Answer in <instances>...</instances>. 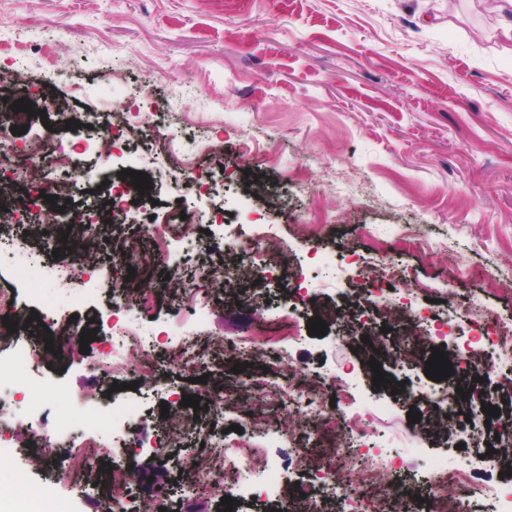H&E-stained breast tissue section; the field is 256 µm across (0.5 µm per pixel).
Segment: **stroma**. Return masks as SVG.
Segmentation results:
<instances>
[{"instance_id": "obj_1", "label": "stroma", "mask_w": 512, "mask_h": 512, "mask_svg": "<svg viewBox=\"0 0 512 512\" xmlns=\"http://www.w3.org/2000/svg\"><path fill=\"white\" fill-rule=\"evenodd\" d=\"M512 22L507 0H0V69H19L33 116L0 111V132L12 136V152L0 161V207L26 198L27 184L9 180L23 164L29 141L79 142L93 169L89 192L73 190L59 224L71 213L101 206L102 182L122 184V169L146 173L152 187L128 193L124 221L99 229L98 260L88 269L95 287H67L78 262L76 239L53 257L55 242L28 238L25 252L0 250V290L13 303L11 320L38 314L43 329L0 338V366L8 367L32 342L62 346L63 355L0 380L10 404V425L0 433V502L22 512L20 491H43L67 512H108L110 474L101 466L74 469L56 444L62 416L85 421V441L111 449V467L132 471L139 493L158 494L165 512H181L190 473L183 448L162 447L161 404L179 406L183 396L233 390L263 377L258 367L234 373L235 347L244 333L267 345L285 364L304 368L300 382L332 402V376L356 372L349 386L354 403L333 402L336 428L348 432L357 415L371 410L363 444L379 448L403 466L393 486L406 488L398 512H416L434 464L464 467L474 461L476 440L462 426H445L440 411L422 412L409 423L412 391L427 384L425 363L432 342L407 336L400 363L380 341L348 338L347 315L368 288L350 266L389 263L396 271L392 293L408 296L431 313H442L443 290L456 288L457 337H466L460 315L489 310L512 320V292L492 289L491 280H512ZM75 59L64 67V59ZM147 88L143 106L129 116L113 149L95 129L66 130L87 113L107 119ZM246 143L237 160L211 153L214 145ZM190 159L211 199L197 201L186 186L181 158ZM199 212L223 206L239 248L222 249L218 228L201 222L191 246L178 240L182 201ZM168 221L158 239L150 220ZM269 224L284 242L288 264L310 288L296 300L287 277L253 283L246 244ZM414 239H407V232ZM224 265L216 280L231 279L232 293L214 289L206 308L178 305L168 275L192 276L216 253ZM138 289L142 306L128 322L142 345L129 368L113 376L117 392L95 377L98 360L112 349L114 285ZM327 315L325 335H309V318ZM291 320L300 334H278ZM96 326L88 352L80 333ZM187 336L224 341L222 367L207 384L191 383L167 358ZM377 359L399 394L376 388L369 359ZM137 415L129 433L113 430L111 409ZM273 421L293 434L290 447L269 437L268 459L284 494L303 482L292 451L320 452L331 444L317 424L294 426L290 412L269 397L252 405L246 395L224 410V425L246 428ZM46 436V452L32 443ZM145 436L150 447L130 451L126 436ZM109 466V467H110Z\"/></svg>"}]
</instances>
